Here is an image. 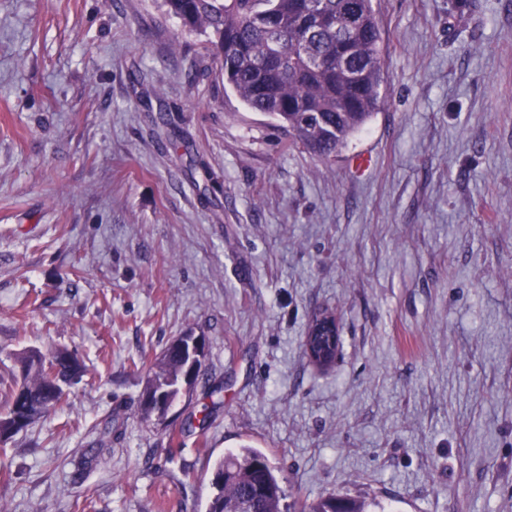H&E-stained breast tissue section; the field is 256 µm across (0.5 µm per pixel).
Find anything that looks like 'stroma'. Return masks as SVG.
Instances as JSON below:
<instances>
[{"mask_svg":"<svg viewBox=\"0 0 512 512\" xmlns=\"http://www.w3.org/2000/svg\"><path fill=\"white\" fill-rule=\"evenodd\" d=\"M373 6L384 102L324 161L161 0H0V403L23 349L86 369L0 443L6 512H206L243 444L293 501L512 512V0ZM184 334L192 398L145 415Z\"/></svg>","mask_w":512,"mask_h":512,"instance_id":"obj_1","label":"stroma"}]
</instances>
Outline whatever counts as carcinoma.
I'll return each mask as SVG.
<instances>
[{"instance_id": "cac0c4a2", "label": "carcinoma", "mask_w": 512, "mask_h": 512, "mask_svg": "<svg viewBox=\"0 0 512 512\" xmlns=\"http://www.w3.org/2000/svg\"><path fill=\"white\" fill-rule=\"evenodd\" d=\"M182 28L205 37L224 82L254 112L276 119L292 140L325 160L362 132L383 104V35L372 0H164ZM19 379L0 408V442L57 405L84 374L66 350L29 349L16 357ZM202 367L168 345L141 398L165 413L193 391ZM208 512H367L368 503L328 496L285 504L282 479L249 444L212 467Z\"/></svg>"}]
</instances>
